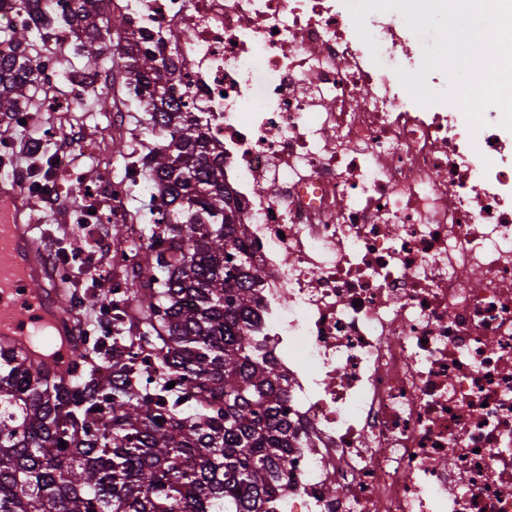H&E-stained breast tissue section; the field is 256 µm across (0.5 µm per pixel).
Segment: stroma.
<instances>
[{
  "label": "stroma",
  "instance_id": "stroma-1",
  "mask_svg": "<svg viewBox=\"0 0 512 512\" xmlns=\"http://www.w3.org/2000/svg\"><path fill=\"white\" fill-rule=\"evenodd\" d=\"M59 76L53 87L38 89L30 104L25 126L0 122V150L9 149L14 162L26 164L25 147L33 139H43L49 151H57L63 134L75 131L79 139L72 153L74 178L64 181L53 209L37 204L35 219L40 228H54L57 237L66 238L74 223L75 204L83 202L101 171L111 170L114 179L125 174L116 144L136 150H148L160 143L144 105L138 102L120 104L119 93L102 86L87 87L76 94L70 77L88 72L109 76L115 73L119 60L116 41L106 40L94 46L89 58L75 59L71 46L57 45Z\"/></svg>",
  "mask_w": 512,
  "mask_h": 512
}]
</instances>
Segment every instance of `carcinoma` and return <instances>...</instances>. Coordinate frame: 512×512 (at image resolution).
Returning a JSON list of instances; mask_svg holds the SVG:
<instances>
[{"label":"carcinoma","instance_id":"1","mask_svg":"<svg viewBox=\"0 0 512 512\" xmlns=\"http://www.w3.org/2000/svg\"><path fill=\"white\" fill-rule=\"evenodd\" d=\"M16 2L30 21L0 36L1 122L28 112L33 38L56 24L84 33L77 54L125 34L121 88L164 142L126 157L127 170L150 175L155 204L134 216L149 234L122 268L131 298H112V336L76 349L66 378L0 347V512H272L296 434L248 325L255 276L224 155L173 107L179 67L127 15L103 13L101 0H66L60 15Z\"/></svg>","mask_w":512,"mask_h":512}]
</instances>
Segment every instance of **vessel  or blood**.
<instances>
[{
	"instance_id": "vessel-or-blood-1",
	"label": "vessel or blood",
	"mask_w": 512,
	"mask_h": 512,
	"mask_svg": "<svg viewBox=\"0 0 512 512\" xmlns=\"http://www.w3.org/2000/svg\"><path fill=\"white\" fill-rule=\"evenodd\" d=\"M35 205L17 183L0 184V312L9 321L0 328V347L31 354L29 343L50 325L65 334L72 315L56 302L46 263L47 247L36 234Z\"/></svg>"
}]
</instances>
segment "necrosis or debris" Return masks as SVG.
I'll return each mask as SVG.
<instances>
[{"label":"necrosis or debris","mask_w":512,"mask_h":512,"mask_svg":"<svg viewBox=\"0 0 512 512\" xmlns=\"http://www.w3.org/2000/svg\"><path fill=\"white\" fill-rule=\"evenodd\" d=\"M178 58L256 277L253 333L297 433L276 512H512V132L418 105L422 48L343 0H102ZM177 31V44L166 40ZM52 262L76 310L74 265Z\"/></svg>","instance_id":"obj_1"}]
</instances>
